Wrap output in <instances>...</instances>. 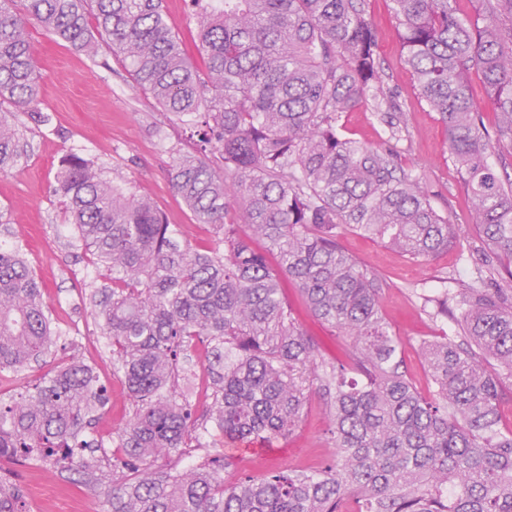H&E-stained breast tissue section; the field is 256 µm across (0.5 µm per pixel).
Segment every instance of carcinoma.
<instances>
[{"mask_svg":"<svg viewBox=\"0 0 512 512\" xmlns=\"http://www.w3.org/2000/svg\"><path fill=\"white\" fill-rule=\"evenodd\" d=\"M391 2L404 63L446 128L472 223L512 260V183L495 172L512 148V0H476L468 15L457 0ZM32 22L89 57L106 39L171 119L194 125L196 148L170 180L211 241L182 242L147 194L113 184L80 154L62 157L53 192L75 227L76 258L99 271L88 296L132 415L115 437L89 434L109 398L71 341L68 362L0 398V512H31L14 465L67 471L93 488L104 464L112 512H512V427L500 415L512 394V296L498 268L433 299L430 315H456L466 341H421L427 396L404 370L382 280L340 244L351 230L423 262L456 241L396 151L342 134V117L361 104L380 112L390 140L405 123L391 112L366 0L204 7L200 66L162 0H0V102L28 113L43 80ZM474 71L496 113L492 131L471 92ZM25 154L16 113L1 112L0 170ZM284 275L349 339L348 361L319 358L282 296ZM65 338L21 245L0 246V382ZM200 349L212 380L206 418L225 445L291 435L318 390L336 460L232 483L214 459L180 470L184 449L209 447L191 400Z\"/></svg>","mask_w":512,"mask_h":512,"instance_id":"carcinoma-1","label":"carcinoma"}]
</instances>
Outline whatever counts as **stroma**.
I'll return each mask as SVG.
<instances>
[{
	"mask_svg": "<svg viewBox=\"0 0 512 512\" xmlns=\"http://www.w3.org/2000/svg\"><path fill=\"white\" fill-rule=\"evenodd\" d=\"M163 10L186 56L201 63L197 6L192 0H163ZM367 11L377 33L384 82L406 118L407 128L393 148L410 171L423 176L434 207L455 224L458 238L425 262L413 261L355 232H346L340 242L386 281L385 317L401 341L410 376L425 391L430 383L417 344L444 335L455 337L457 327L452 320L429 316L424 300L470 281L482 267L487 249L470 222L471 200L454 161L442 150L445 129L437 114L420 102L414 76L403 61L391 0H367ZM29 32L43 73L39 107L49 122H24L27 155L14 168L0 171V222L19 232L53 317L77 337L80 358L96 367L107 386L111 403L98 415L94 433L111 438L126 424L130 402L98 336L95 309L82 291L93 269L75 262L76 232L65 223L52 187L61 157L79 153L95 160L114 182L145 188L168 223L176 226L181 241L208 242V229L197 224L169 181L170 169L185 150L191 130L164 113L111 49L102 48L91 59L40 25H31ZM342 123L345 135L356 141L377 145L387 139V129L370 105L345 113ZM282 289L319 355L346 359L347 338L311 315L292 281L283 280ZM328 422L322 396L311 394L296 433L270 446L236 453L232 466L224 471L225 481L233 482L242 471L261 476L314 470L330 462L335 449L327 434ZM17 480L30 497L32 512H98L111 489L106 483L92 492L57 472L33 466L18 467Z\"/></svg>",
	"mask_w": 512,
	"mask_h": 512,
	"instance_id": "35a3bbf8",
	"label": "stroma"
}]
</instances>
